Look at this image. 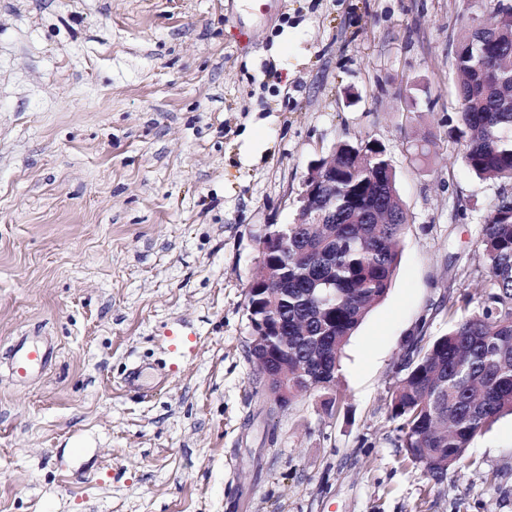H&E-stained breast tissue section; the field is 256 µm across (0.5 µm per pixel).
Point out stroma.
Segmentation results:
<instances>
[{"label":"stroma","instance_id":"35a3bbf8","mask_svg":"<svg viewBox=\"0 0 512 512\" xmlns=\"http://www.w3.org/2000/svg\"><path fill=\"white\" fill-rule=\"evenodd\" d=\"M481 0H0V512H512V416L438 484L388 405L501 183L448 137ZM432 133L428 156L414 143ZM376 139L410 225L335 391L269 413L248 356L255 238L311 160ZM55 362L25 387L15 341ZM145 373L138 387L131 371ZM55 346L40 336L21 337L9 360V373L17 385L24 386L50 365Z\"/></svg>","mask_w":512,"mask_h":512}]
</instances>
